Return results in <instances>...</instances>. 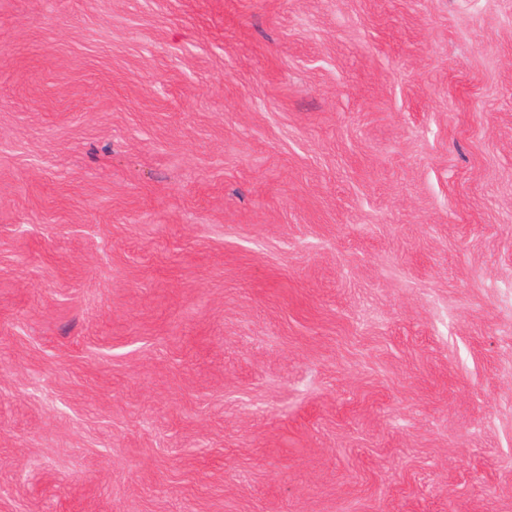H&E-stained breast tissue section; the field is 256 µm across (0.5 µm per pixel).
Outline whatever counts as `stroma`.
Masks as SVG:
<instances>
[{
    "label": "stroma",
    "instance_id": "obj_1",
    "mask_svg": "<svg viewBox=\"0 0 512 512\" xmlns=\"http://www.w3.org/2000/svg\"><path fill=\"white\" fill-rule=\"evenodd\" d=\"M0 512H512V0H0Z\"/></svg>",
    "mask_w": 512,
    "mask_h": 512
}]
</instances>
